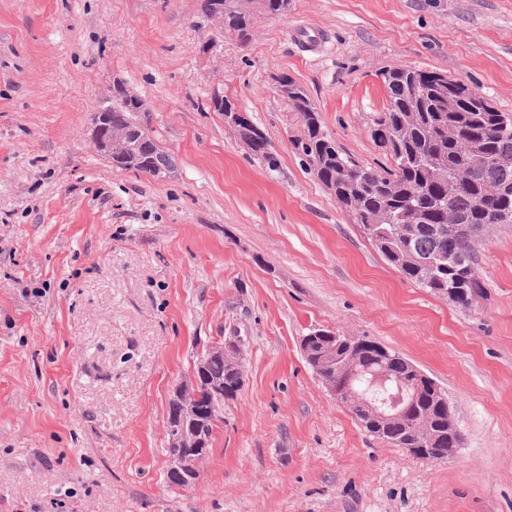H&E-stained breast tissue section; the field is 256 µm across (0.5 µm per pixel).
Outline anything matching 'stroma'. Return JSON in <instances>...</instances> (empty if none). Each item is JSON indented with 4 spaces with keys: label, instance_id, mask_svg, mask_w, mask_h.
<instances>
[{
    "label": "stroma",
    "instance_id": "1",
    "mask_svg": "<svg viewBox=\"0 0 512 512\" xmlns=\"http://www.w3.org/2000/svg\"><path fill=\"white\" fill-rule=\"evenodd\" d=\"M201 0H0V512H512V226L465 309L408 282L317 179L276 76L350 154L384 162L380 78L442 71L512 114V0H292L248 42ZM145 100L171 172L90 142L113 80ZM222 89L268 137L254 159ZM317 329L398 352L453 403L434 462L369 436L307 364ZM240 337L195 484L166 478L167 403ZM222 94H213L210 97V105L209 108L215 112H228L224 116V120L229 125H235L236 123H249L250 119L244 112H235L237 108L235 104L229 99L227 95H224V91H221ZM234 338L235 339H229L226 342H217L213 344L207 350V354L198 360L199 367L203 368L210 358L218 357L225 360L229 366L236 369L242 378L245 360L244 349L239 337L234 336Z\"/></svg>",
    "mask_w": 512,
    "mask_h": 512
}]
</instances>
